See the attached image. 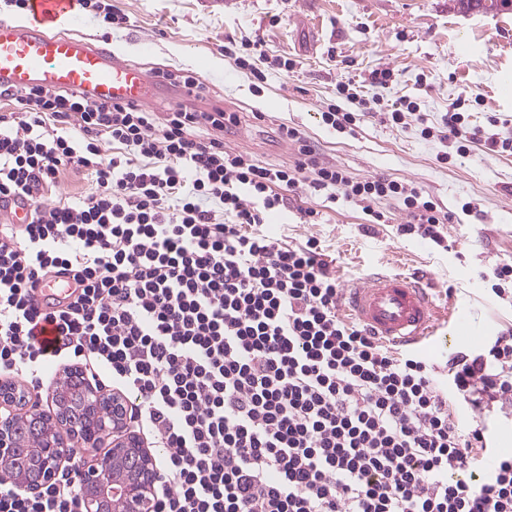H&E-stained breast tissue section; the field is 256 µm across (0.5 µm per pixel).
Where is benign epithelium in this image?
Listing matches in <instances>:
<instances>
[{"label":"benign epithelium","instance_id":"7a95c632","mask_svg":"<svg viewBox=\"0 0 512 512\" xmlns=\"http://www.w3.org/2000/svg\"><path fill=\"white\" fill-rule=\"evenodd\" d=\"M83 396L97 411L105 427L99 429L79 424H66L67 400L63 388H55L49 398L55 405L51 414L32 412L29 417L45 424L49 431L32 448L28 472L18 479L28 488H40L50 483L60 465L71 459L74 445L98 448L103 438L112 436V449L95 455L94 464L87 468L83 480L84 512H154L156 485L160 470L152 453L139 437L120 434L125 416V400L121 395L103 394L95 385L82 382ZM26 391L14 384H0V408L9 412L24 403ZM16 417L0 418V473H13L17 444ZM67 425L69 438L58 433L56 425Z\"/></svg>","mask_w":512,"mask_h":512}]
</instances>
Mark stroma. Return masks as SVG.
<instances>
[{"mask_svg":"<svg viewBox=\"0 0 512 512\" xmlns=\"http://www.w3.org/2000/svg\"><path fill=\"white\" fill-rule=\"evenodd\" d=\"M132 27L111 38L114 50L149 70L187 68L208 87L199 109L239 113L225 133L227 147L263 163H287L294 149L279 124L301 128L323 158L363 180L376 175L406 181L454 214L448 247L398 236L404 213L394 203L390 224L366 226L360 208L339 202L322 223H300L296 212L275 216L267 230L290 244L316 236L339 280L374 269L427 274L438 304H462L485 336L512 326V299L488 300L481 271L512 262V154L481 142L465 155L455 146L422 139V125L439 126L457 99L471 125H495L512 135V5L502 11L460 10L454 0H107ZM262 39L255 70L236 68L224 55L230 41ZM295 60L293 71L280 60ZM392 72L374 83L373 70ZM264 80H257L255 71ZM361 86L376 110L354 133L320 124L316 114L336 98V85ZM418 104L423 122L399 127L381 121L392 103ZM264 113L256 121L254 113ZM447 155V163L436 160Z\"/></svg>","mask_w":512,"mask_h":512,"instance_id":"35a3bbf8","label":"stroma"}]
</instances>
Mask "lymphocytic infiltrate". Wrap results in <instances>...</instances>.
<instances>
[{
    "label": "lymphocytic infiltrate",
    "instance_id": "f902f5d3",
    "mask_svg": "<svg viewBox=\"0 0 512 512\" xmlns=\"http://www.w3.org/2000/svg\"><path fill=\"white\" fill-rule=\"evenodd\" d=\"M183 103L158 112L78 91L0 89V375L44 394L47 366L82 365L125 399L135 432L162 449L154 512H512V455L492 463L485 414H512V327L445 366L370 336L340 313L342 286L319 240L289 245L264 226L304 194L360 207L400 236L443 246L453 219L412 183L351 177L299 128L288 164L228 150L238 113L201 111L196 73L155 70ZM322 124L354 130L371 113L350 84ZM467 153L512 137L448 112L420 131ZM90 192L52 202L65 168ZM78 293L39 299L40 280ZM55 326V351L35 341ZM74 454L51 485L0 477V512H83Z\"/></svg>",
    "mask_w": 512,
    "mask_h": 512
}]
</instances>
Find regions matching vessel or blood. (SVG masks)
<instances>
[{
    "label": "vessel or blood",
    "mask_w": 512,
    "mask_h": 512,
    "mask_svg": "<svg viewBox=\"0 0 512 512\" xmlns=\"http://www.w3.org/2000/svg\"><path fill=\"white\" fill-rule=\"evenodd\" d=\"M24 22H0V87L40 85L87 93L106 104L147 105L160 94L138 63L89 38L57 30L60 20L79 24L76 0H29ZM341 307L383 341L417 351H447L449 342L472 339L460 306L439 307L427 281L376 270L345 284Z\"/></svg>",
    "instance_id": "obj_1"
}]
</instances>
